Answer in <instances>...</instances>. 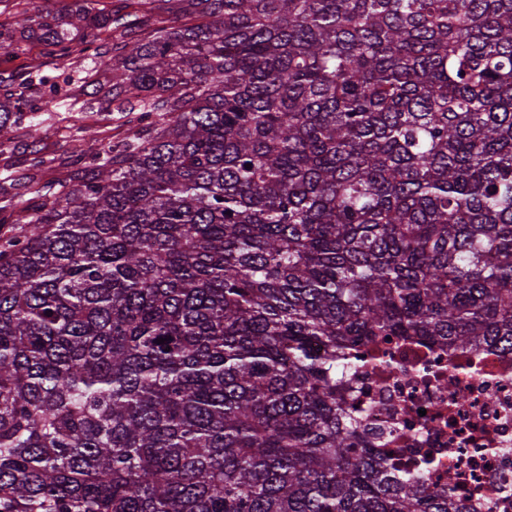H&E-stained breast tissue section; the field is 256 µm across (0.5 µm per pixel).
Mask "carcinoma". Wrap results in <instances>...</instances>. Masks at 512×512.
<instances>
[{
  "label": "carcinoma",
  "mask_w": 512,
  "mask_h": 512,
  "mask_svg": "<svg viewBox=\"0 0 512 512\" xmlns=\"http://www.w3.org/2000/svg\"><path fill=\"white\" fill-rule=\"evenodd\" d=\"M96 2L0 22V147L80 59L129 129L0 180V512H460L343 402L363 338L512 351V0ZM40 47L33 41H19L7 51L0 49V71L13 69L39 57Z\"/></svg>",
  "instance_id": "1"
}]
</instances>
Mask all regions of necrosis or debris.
Masks as SVG:
<instances>
[{"mask_svg": "<svg viewBox=\"0 0 512 512\" xmlns=\"http://www.w3.org/2000/svg\"><path fill=\"white\" fill-rule=\"evenodd\" d=\"M392 363L352 376L351 403L398 470L452 458L463 512H512V351L460 352L415 336L385 344Z\"/></svg>", "mask_w": 512, "mask_h": 512, "instance_id": "1", "label": "necrosis or debris"}]
</instances>
